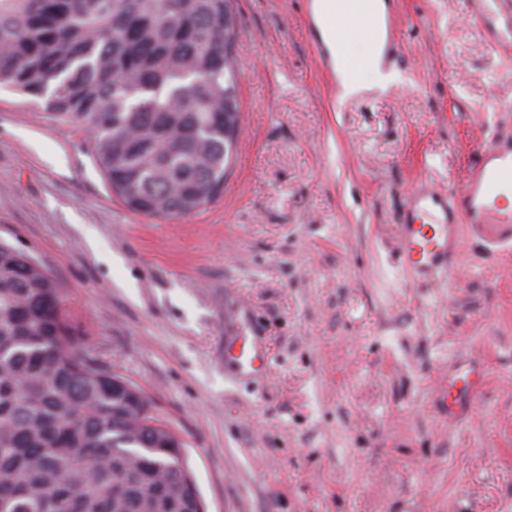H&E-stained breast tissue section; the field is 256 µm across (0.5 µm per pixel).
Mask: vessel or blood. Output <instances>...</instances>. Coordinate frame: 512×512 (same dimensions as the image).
Segmentation results:
<instances>
[{"label": "vessel or blood", "mask_w": 512, "mask_h": 512, "mask_svg": "<svg viewBox=\"0 0 512 512\" xmlns=\"http://www.w3.org/2000/svg\"><path fill=\"white\" fill-rule=\"evenodd\" d=\"M347 16L368 42H376L370 0H345ZM512 188V135L494 136L480 150L466 181L457 188L439 190L421 184L412 189L399 213L400 236L396 261L414 282L422 283L460 259L458 230L467 228L486 255L512 248V211L500 204L504 189ZM261 342L252 338L249 348L236 356L239 371L264 370ZM468 374L452 375L448 382L449 408L459 407L472 392Z\"/></svg>", "instance_id": "1"}]
</instances>
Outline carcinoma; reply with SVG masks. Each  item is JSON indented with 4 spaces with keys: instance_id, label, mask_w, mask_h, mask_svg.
Wrapping results in <instances>:
<instances>
[{
    "instance_id": "1",
    "label": "carcinoma",
    "mask_w": 512,
    "mask_h": 512,
    "mask_svg": "<svg viewBox=\"0 0 512 512\" xmlns=\"http://www.w3.org/2000/svg\"><path fill=\"white\" fill-rule=\"evenodd\" d=\"M234 0H0V88L95 134L151 217L224 190L241 127ZM54 279L0 247V512H201L183 441L83 350Z\"/></svg>"
}]
</instances>
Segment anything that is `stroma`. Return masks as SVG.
I'll return each mask as SVG.
<instances>
[{
    "mask_svg": "<svg viewBox=\"0 0 512 512\" xmlns=\"http://www.w3.org/2000/svg\"><path fill=\"white\" fill-rule=\"evenodd\" d=\"M243 123L224 193L145 216L93 138L0 89V239L64 292L75 335L184 443L206 512H512V250L426 284L397 213L512 133V40L476 0H393L395 85L340 98L312 0H235ZM267 370L239 374L235 338ZM484 384L441 403L453 369Z\"/></svg>",
    "mask_w": 512,
    "mask_h": 512,
    "instance_id": "stroma-1",
    "label": "stroma"
}]
</instances>
